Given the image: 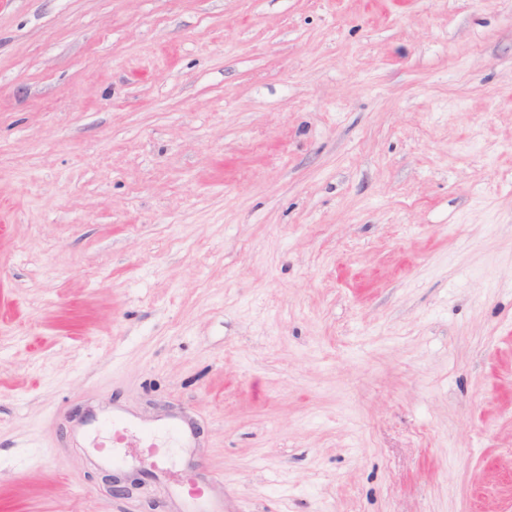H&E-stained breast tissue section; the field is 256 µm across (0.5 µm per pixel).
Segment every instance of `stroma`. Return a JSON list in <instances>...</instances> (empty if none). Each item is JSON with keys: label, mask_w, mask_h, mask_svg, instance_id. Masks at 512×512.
I'll use <instances>...</instances> for the list:
<instances>
[{"label": "stroma", "mask_w": 512, "mask_h": 512, "mask_svg": "<svg viewBox=\"0 0 512 512\" xmlns=\"http://www.w3.org/2000/svg\"><path fill=\"white\" fill-rule=\"evenodd\" d=\"M195 483L512 512V0H0V512ZM106 423L112 427L113 448H128L133 440L138 443L139 448H156L150 435H144L139 430V437L128 433L129 429L133 428L129 424L123 421H107ZM116 429L119 430V434ZM112 447L98 451L103 465H112V462L119 461V456Z\"/></svg>", "instance_id": "1"}]
</instances>
